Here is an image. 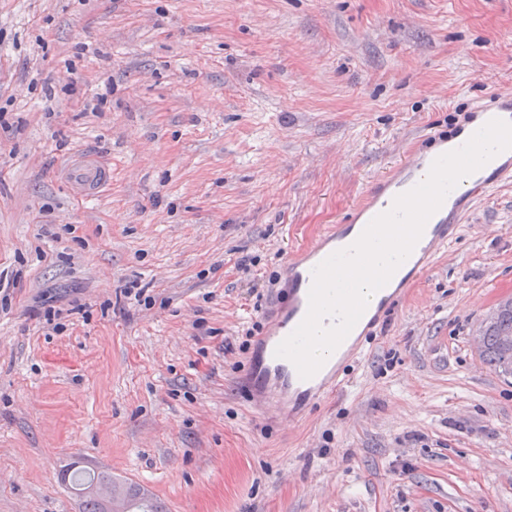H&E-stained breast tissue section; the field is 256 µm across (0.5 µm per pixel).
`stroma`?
<instances>
[{
  "label": "stroma",
  "instance_id": "35a3bbf8",
  "mask_svg": "<svg viewBox=\"0 0 512 512\" xmlns=\"http://www.w3.org/2000/svg\"><path fill=\"white\" fill-rule=\"evenodd\" d=\"M499 90L512 0H0V512H78L73 463L170 512H512V376L475 341L512 183L294 421L239 348L290 252ZM69 185L77 189L85 198L92 199L100 195L101 189L111 179V172L99 156L84 153L71 164Z\"/></svg>",
  "mask_w": 512,
  "mask_h": 512
}]
</instances>
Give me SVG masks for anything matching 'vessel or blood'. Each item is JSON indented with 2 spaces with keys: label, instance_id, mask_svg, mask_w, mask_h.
<instances>
[{
  "label": "vessel or blood",
  "instance_id": "vessel-or-blood-1",
  "mask_svg": "<svg viewBox=\"0 0 512 512\" xmlns=\"http://www.w3.org/2000/svg\"><path fill=\"white\" fill-rule=\"evenodd\" d=\"M493 119L512 123L511 91L492 93L473 106L467 120L454 135L435 130L425 133L419 148L412 150L388 174L371 183L351 217L314 245L287 260L284 286L288 299L277 307L270 331L259 337L251 357L248 390L255 402L267 400L273 390L304 401L336 388L339 383L336 363L353 355L355 335H347L318 372L308 379L299 376L290 360L275 354L288 330L296 328L307 313L314 268L335 251L352 245L373 218L391 208L396 196L412 189L427 176L436 158L460 148ZM110 179L109 167L99 156L90 153L78 156L69 170L70 186L88 199L98 197ZM508 180L512 181V149L497 154L448 193L441 207L426 222L412 253L403 262L405 274L398 287L393 288L392 297H399L403 288L424 273L434 256L456 238L462 218L476 201Z\"/></svg>",
  "mask_w": 512,
  "mask_h": 512
}]
</instances>
